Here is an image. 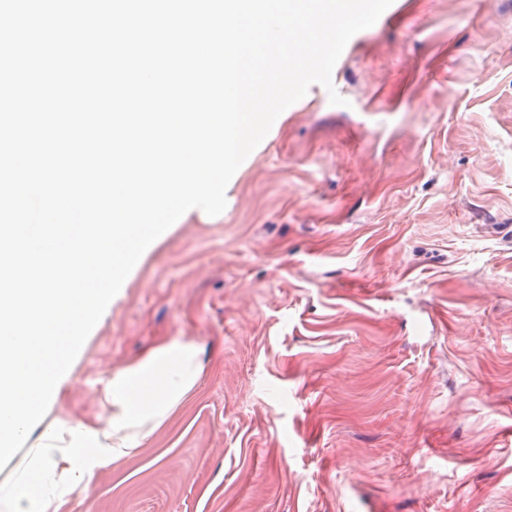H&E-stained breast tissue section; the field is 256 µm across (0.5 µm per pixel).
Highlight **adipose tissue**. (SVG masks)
Here are the masks:
<instances>
[{
    "mask_svg": "<svg viewBox=\"0 0 512 512\" xmlns=\"http://www.w3.org/2000/svg\"><path fill=\"white\" fill-rule=\"evenodd\" d=\"M201 348L190 337L160 343L101 382L104 421L56 416L25 445L23 465L0 482V512H66L98 476L134 455L195 393Z\"/></svg>",
    "mask_w": 512,
    "mask_h": 512,
    "instance_id": "ef3b65f1",
    "label": "adipose tissue"
}]
</instances>
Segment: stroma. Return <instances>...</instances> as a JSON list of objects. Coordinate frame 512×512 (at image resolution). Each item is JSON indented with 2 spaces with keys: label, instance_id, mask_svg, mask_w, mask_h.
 <instances>
[{
  "label": "stroma",
  "instance_id": "obj_1",
  "mask_svg": "<svg viewBox=\"0 0 512 512\" xmlns=\"http://www.w3.org/2000/svg\"><path fill=\"white\" fill-rule=\"evenodd\" d=\"M176 223L49 416L193 337V397L73 512H512V0H394Z\"/></svg>",
  "mask_w": 512,
  "mask_h": 512
}]
</instances>
